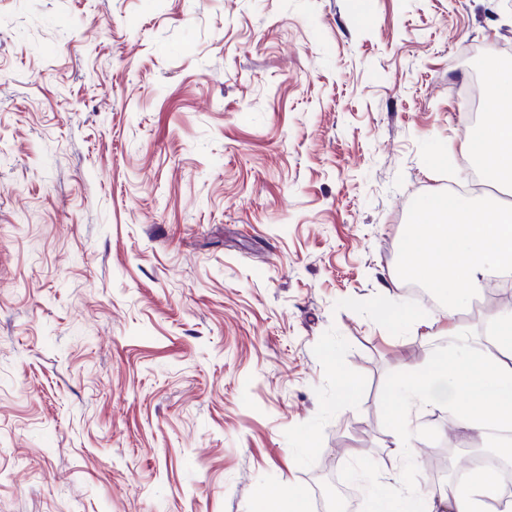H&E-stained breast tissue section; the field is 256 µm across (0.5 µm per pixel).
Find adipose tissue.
Here are the masks:
<instances>
[{
  "mask_svg": "<svg viewBox=\"0 0 512 512\" xmlns=\"http://www.w3.org/2000/svg\"><path fill=\"white\" fill-rule=\"evenodd\" d=\"M483 80L498 110L470 131L464 147L491 178L512 182V70L487 63ZM414 221L415 243L405 250L400 272L449 294L455 309L466 308L489 275H512V208L478 209L466 199L435 194L420 203ZM445 333L452 347L400 379L403 406L389 412L395 433L410 430L411 406L438 401L457 427L476 439L492 427L512 425V308L489 319L488 343L473 340L470 327L454 320ZM499 497L498 485L475 473L440 491L407 498L403 512H488L489 501Z\"/></svg>",
  "mask_w": 512,
  "mask_h": 512,
  "instance_id": "ef3b65f1",
  "label": "adipose tissue"
}]
</instances>
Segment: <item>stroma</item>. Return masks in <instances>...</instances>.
Instances as JSON below:
<instances>
[{
  "label": "stroma",
  "instance_id": "stroma-1",
  "mask_svg": "<svg viewBox=\"0 0 512 512\" xmlns=\"http://www.w3.org/2000/svg\"><path fill=\"white\" fill-rule=\"evenodd\" d=\"M469 51L512 67V0H0V512L434 488L447 409L404 457L383 408L448 345L398 269L471 177ZM331 464L329 462L321 461L319 471L326 473V478L319 484L314 485L317 491L321 506L327 512H340L338 500L341 498L339 489L344 487L339 481L330 473Z\"/></svg>",
  "mask_w": 512,
  "mask_h": 512
}]
</instances>
